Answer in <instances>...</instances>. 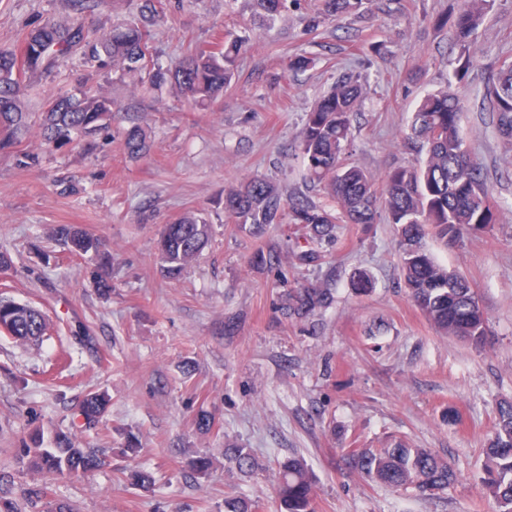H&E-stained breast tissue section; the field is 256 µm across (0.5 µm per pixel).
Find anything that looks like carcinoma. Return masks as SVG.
Returning a JSON list of instances; mask_svg holds the SVG:
<instances>
[{"instance_id": "cac0c4a2", "label": "carcinoma", "mask_w": 512, "mask_h": 512, "mask_svg": "<svg viewBox=\"0 0 512 512\" xmlns=\"http://www.w3.org/2000/svg\"><path fill=\"white\" fill-rule=\"evenodd\" d=\"M270 18L288 10V0H254ZM488 0H466L454 20L459 36L468 37L479 25ZM366 0H323L314 17L318 24L345 14L359 13ZM162 0H142L137 13L99 38H90L79 19L68 24L46 22L31 32L24 43L52 69L59 62L80 54L86 64L121 69L147 77L155 86L171 90L195 102L211 100L224 92L244 42L219 41L174 67L149 65L140 50L151 39L150 27L163 15ZM17 53L0 52V149L13 146L27 124L28 112L19 98L23 82L14 78ZM362 98V84L354 74L339 77L308 113L300 134L306 176L332 202L318 205L305 196H291L277 182L251 174L224 190V213L239 229L257 236L270 224L301 225L313 242L330 241L336 224H377L386 219L401 228L398 248L409 297L421 314L441 333L482 348L488 340V318L469 281L438 263L422 240L433 233L441 242L454 244L466 229L496 223V205L485 184L480 164L468 150L461 130L463 99L448 91L429 93L412 113L411 144L425 153L417 167L393 170L385 190L376 195L375 179L357 165L346 164L343 155L351 143V116ZM485 99L497 114L498 134L512 140V61L502 62L488 78ZM112 99L89 94L62 95L47 100L41 118V136L47 147H58L72 135L91 136L108 128ZM128 155L140 157L150 149L145 129L135 125L125 138ZM211 225L194 215H183L163 227L157 247L167 278L180 276L209 242ZM55 237L77 255H91L96 263L94 281L103 293L112 292V254L103 242L72 224H59ZM282 251L269 248L254 255L253 262L280 265ZM331 293L322 288L285 290L278 309L287 319L319 314ZM0 330L20 342H40L49 331L46 316L38 309L0 299ZM110 399L102 392H89L81 402L87 425L97 423ZM22 459L31 470L48 471L60 477L88 473L104 464L89 448H80L60 432L51 448H25ZM482 486L493 512H512V401L499 405L494 432L483 449ZM349 470L361 478L393 489L444 492L458 482L448 459L426 448H413L396 441L384 448H355L345 452ZM259 463L250 449H224V469L250 474ZM313 474L307 462L291 458L284 465L279 495L284 512H315ZM259 504L237 497L224 498V512H258Z\"/></svg>"}]
</instances>
